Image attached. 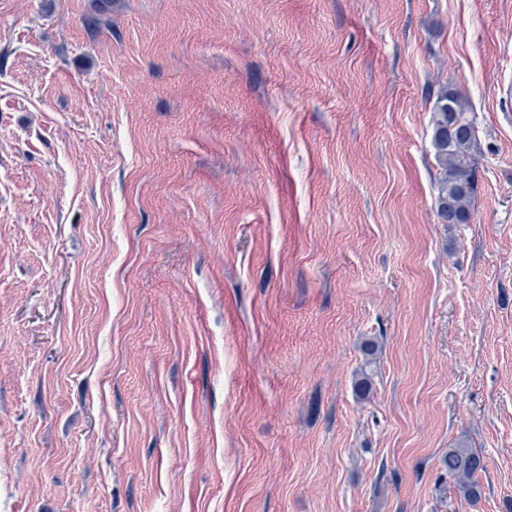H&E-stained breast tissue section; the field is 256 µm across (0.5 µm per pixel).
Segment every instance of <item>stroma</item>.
Here are the masks:
<instances>
[{
  "mask_svg": "<svg viewBox=\"0 0 512 512\" xmlns=\"http://www.w3.org/2000/svg\"><path fill=\"white\" fill-rule=\"evenodd\" d=\"M509 88L512 0H0V512H512ZM432 124V144L443 170L436 199L438 214L445 224H468L476 194L475 171L468 161L475 131L455 92L440 95ZM448 477L457 482L463 494L470 501L481 497L482 488L477 479L479 472L485 469V460L475 448H452L444 457Z\"/></svg>",
  "mask_w": 512,
  "mask_h": 512,
  "instance_id": "stroma-1",
  "label": "stroma"
}]
</instances>
